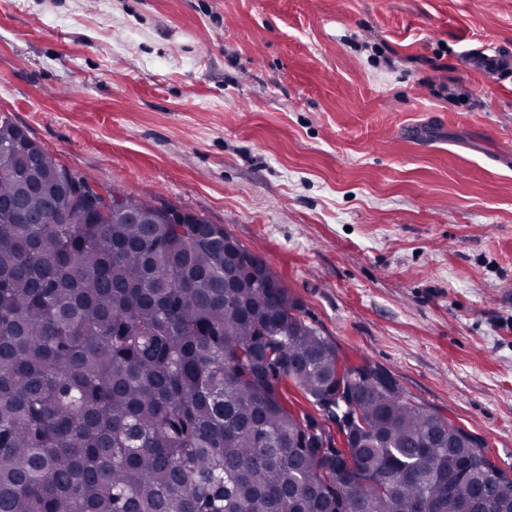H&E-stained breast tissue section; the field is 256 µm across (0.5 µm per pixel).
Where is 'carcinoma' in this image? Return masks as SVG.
I'll list each match as a JSON object with an SVG mask.
<instances>
[{
    "label": "carcinoma",
    "instance_id": "obj_1",
    "mask_svg": "<svg viewBox=\"0 0 512 512\" xmlns=\"http://www.w3.org/2000/svg\"><path fill=\"white\" fill-rule=\"evenodd\" d=\"M30 145L0 154V512H512L485 444L344 359L229 232L126 194L102 219Z\"/></svg>",
    "mask_w": 512,
    "mask_h": 512
}]
</instances>
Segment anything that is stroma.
<instances>
[{
	"instance_id": "obj_1",
	"label": "stroma",
	"mask_w": 512,
	"mask_h": 512,
	"mask_svg": "<svg viewBox=\"0 0 512 512\" xmlns=\"http://www.w3.org/2000/svg\"><path fill=\"white\" fill-rule=\"evenodd\" d=\"M512 0H0V115L254 251L512 473ZM468 63L489 75L510 74V56L494 44H486L482 48L468 52Z\"/></svg>"
}]
</instances>
